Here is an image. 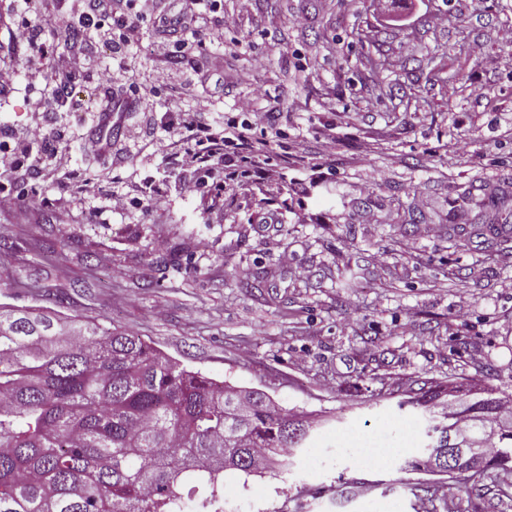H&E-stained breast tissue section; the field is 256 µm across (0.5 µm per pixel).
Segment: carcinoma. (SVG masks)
Listing matches in <instances>:
<instances>
[{
	"mask_svg": "<svg viewBox=\"0 0 512 512\" xmlns=\"http://www.w3.org/2000/svg\"><path fill=\"white\" fill-rule=\"evenodd\" d=\"M508 248L506 225L465 224L450 236ZM467 396L448 412L459 432L509 412L512 392L455 380L423 383L406 403L429 413L423 447H456L437 420L440 388ZM311 420L262 391L242 393L158 352L132 332L55 313L0 308V512H211L224 472L257 475L306 447ZM404 469L448 473L428 453ZM512 480V429L486 445L487 473Z\"/></svg>",
	"mask_w": 512,
	"mask_h": 512,
	"instance_id": "1",
	"label": "carcinoma"
}]
</instances>
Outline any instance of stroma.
<instances>
[{"mask_svg":"<svg viewBox=\"0 0 512 512\" xmlns=\"http://www.w3.org/2000/svg\"><path fill=\"white\" fill-rule=\"evenodd\" d=\"M508 25L512 0H223L207 29L145 24L111 80L135 87L142 109L101 154L95 79L77 78L78 106L41 119L20 77L0 94V133L41 122L59 158L12 182L0 304L132 331L321 419L307 453L317 467L300 455L259 476L226 471L224 512H512V487L451 495L447 476L402 470L417 441L414 413L398 407L418 380L451 375L512 392V256L448 236L483 223L486 194L504 198L512 225ZM162 37L194 43V56L162 67L149 52ZM194 69L204 85L187 82ZM245 102L274 115L266 177L219 197L217 173L202 170L183 193L160 117L225 128L246 119ZM116 190L133 198L120 215ZM422 482L433 498L420 500Z\"/></svg>","mask_w":512,"mask_h":512,"instance_id":"obj_1","label":"stroma"}]
</instances>
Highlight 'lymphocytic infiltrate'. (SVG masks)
Instances as JSON below:
<instances>
[{"label":"lymphocytic infiltrate","instance_id":"1","mask_svg":"<svg viewBox=\"0 0 512 512\" xmlns=\"http://www.w3.org/2000/svg\"><path fill=\"white\" fill-rule=\"evenodd\" d=\"M78 8L65 18L72 32L60 60L66 70L65 76H57L43 70L33 57H25L0 63V92L14 87L22 72L40 75L47 88L46 94L38 97L35 112H52L58 106L71 104L77 98L74 80L90 71L98 50L107 49L118 69H125L135 47V35L140 23L151 20L154 0H126L125 17H114L112 0H77ZM17 20L10 33V42L20 49L41 46L45 31L42 19L30 10L29 0H15ZM269 112L249 113L243 130L226 136L223 130L208 125H199L198 130L206 138L203 148L196 149L175 143L172 157L181 168L209 169L224 162V147L228 139L238 142L235 167L226 173L228 181H235L237 174L261 176V159L267 154V144L251 140L249 130L270 124ZM57 150L41 135L39 125H32L18 137L5 136L0 141V180L7 182L24 165L34 163L37 155L53 156Z\"/></svg>","mask_w":512,"mask_h":512}]
</instances>
